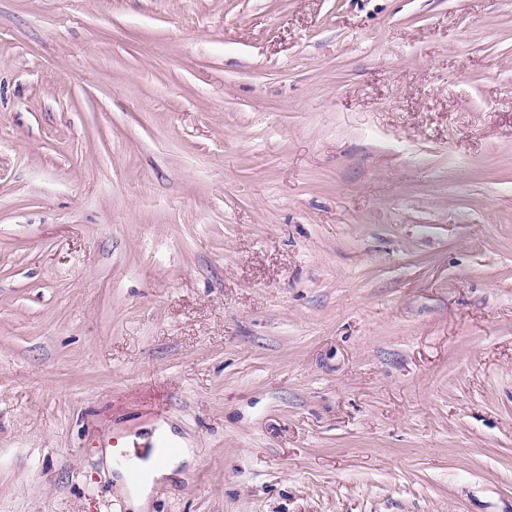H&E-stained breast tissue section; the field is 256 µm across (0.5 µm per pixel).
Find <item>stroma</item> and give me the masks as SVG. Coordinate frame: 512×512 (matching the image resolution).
Wrapping results in <instances>:
<instances>
[{
    "instance_id": "1",
    "label": "stroma",
    "mask_w": 512,
    "mask_h": 512,
    "mask_svg": "<svg viewBox=\"0 0 512 512\" xmlns=\"http://www.w3.org/2000/svg\"><path fill=\"white\" fill-rule=\"evenodd\" d=\"M512 512V0H0V512ZM165 434L175 443L182 446L178 455L168 459L164 463H157L155 460L156 448H152V453L143 460H137V463L145 473V481L139 485H131L137 483L142 478V472L139 468L132 464V458L121 452L115 456V462L125 471L128 482L121 477L116 478V483L120 487V491L125 494L133 512H147L148 497L152 487L161 479L171 477L180 467L182 463L193 462L192 448H188L184 440L174 436L167 425L160 426L155 436Z\"/></svg>"
}]
</instances>
